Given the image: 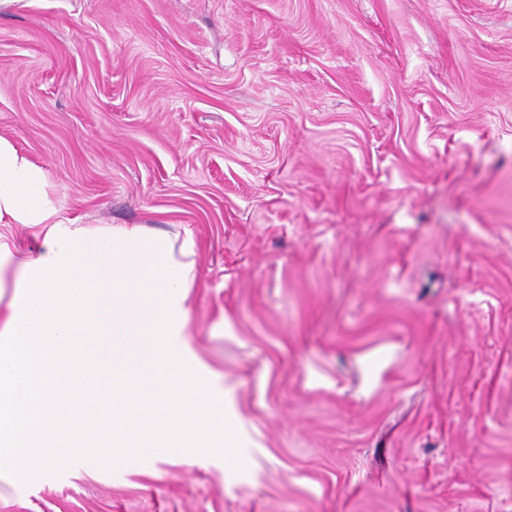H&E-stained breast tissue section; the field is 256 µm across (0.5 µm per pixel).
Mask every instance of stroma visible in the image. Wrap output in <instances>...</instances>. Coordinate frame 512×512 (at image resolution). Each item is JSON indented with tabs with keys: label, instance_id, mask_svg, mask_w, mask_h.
<instances>
[{
	"label": "stroma",
	"instance_id": "obj_1",
	"mask_svg": "<svg viewBox=\"0 0 512 512\" xmlns=\"http://www.w3.org/2000/svg\"><path fill=\"white\" fill-rule=\"evenodd\" d=\"M0 135L190 229L207 462L0 512H512V0H0Z\"/></svg>",
	"mask_w": 512,
	"mask_h": 512
}]
</instances>
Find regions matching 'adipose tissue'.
I'll return each instance as SVG.
<instances>
[{
	"instance_id": "1",
	"label": "adipose tissue",
	"mask_w": 512,
	"mask_h": 512,
	"mask_svg": "<svg viewBox=\"0 0 512 512\" xmlns=\"http://www.w3.org/2000/svg\"><path fill=\"white\" fill-rule=\"evenodd\" d=\"M0 224L39 230L36 257L0 233L11 312L0 324V474L202 461L224 439V396L182 338L192 232L61 216L47 171L0 136Z\"/></svg>"
}]
</instances>
